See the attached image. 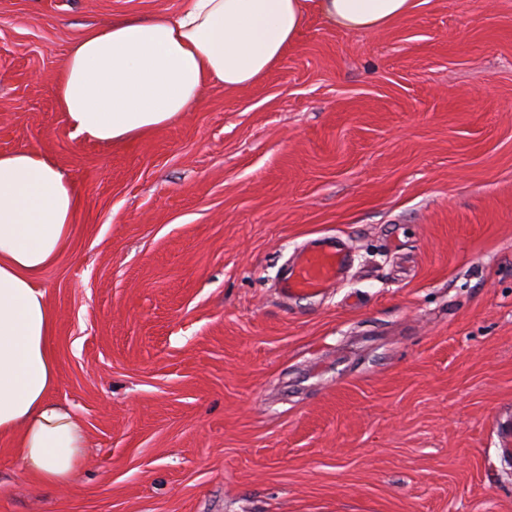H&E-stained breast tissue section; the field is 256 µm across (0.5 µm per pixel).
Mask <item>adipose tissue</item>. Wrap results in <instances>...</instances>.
Wrapping results in <instances>:
<instances>
[{
	"mask_svg": "<svg viewBox=\"0 0 512 512\" xmlns=\"http://www.w3.org/2000/svg\"><path fill=\"white\" fill-rule=\"evenodd\" d=\"M308 0H183L173 17H129L88 32L64 57L57 102L82 139L147 136L195 106L210 84L260 82L306 24ZM414 0H317L331 24L363 32L409 15ZM75 182L41 152L0 154V437L36 483L66 482L87 446L82 421L50 400L55 316L38 280L66 248Z\"/></svg>",
	"mask_w": 512,
	"mask_h": 512,
	"instance_id": "adipose-tissue-1",
	"label": "adipose tissue"
}]
</instances>
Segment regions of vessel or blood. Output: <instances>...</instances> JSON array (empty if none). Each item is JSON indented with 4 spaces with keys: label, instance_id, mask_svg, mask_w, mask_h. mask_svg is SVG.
Masks as SVG:
<instances>
[{
    "label": "vessel or blood",
    "instance_id": "obj_1",
    "mask_svg": "<svg viewBox=\"0 0 512 512\" xmlns=\"http://www.w3.org/2000/svg\"><path fill=\"white\" fill-rule=\"evenodd\" d=\"M347 259L341 240L304 250L295 260L281 288L291 298L315 297L334 284Z\"/></svg>",
    "mask_w": 512,
    "mask_h": 512
}]
</instances>
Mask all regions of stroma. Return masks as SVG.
I'll return each instance as SVG.
<instances>
[{
  "instance_id": "35a3bbf8",
  "label": "stroma",
  "mask_w": 512,
  "mask_h": 512,
  "mask_svg": "<svg viewBox=\"0 0 512 512\" xmlns=\"http://www.w3.org/2000/svg\"><path fill=\"white\" fill-rule=\"evenodd\" d=\"M416 3L371 33L309 6L259 83L111 146L74 136L60 62L181 0H0V152L80 190L39 283L90 442L39 488L1 437L0 512H512V0ZM336 234L344 281L282 302Z\"/></svg>"
}]
</instances>
